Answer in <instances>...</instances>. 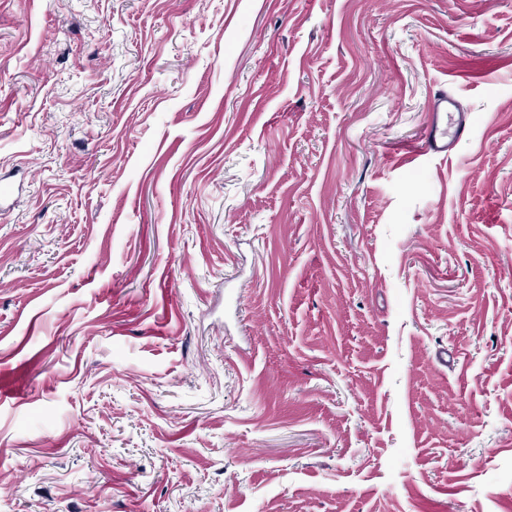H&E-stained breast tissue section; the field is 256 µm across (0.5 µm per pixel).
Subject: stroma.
Here are the masks:
<instances>
[{"mask_svg":"<svg viewBox=\"0 0 512 512\" xmlns=\"http://www.w3.org/2000/svg\"><path fill=\"white\" fill-rule=\"evenodd\" d=\"M1 187L0 512H512V0H0ZM448 117L452 121L451 133H448ZM466 127V116L459 111L457 101L450 95L439 98L434 104L432 125L425 143L405 148V155L411 157L419 152L447 155L453 150Z\"/></svg>","mask_w":512,"mask_h":512,"instance_id":"35a3bbf8","label":"stroma"}]
</instances>
